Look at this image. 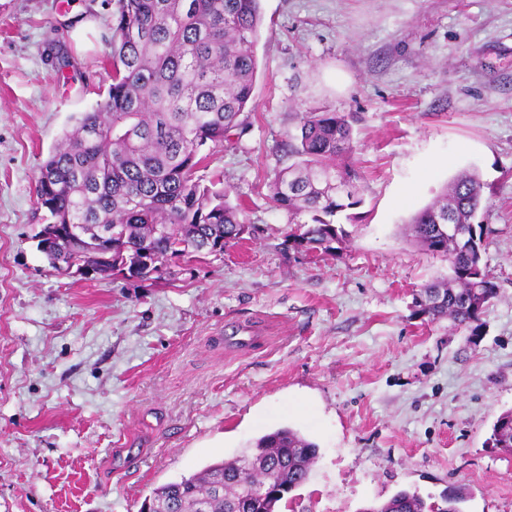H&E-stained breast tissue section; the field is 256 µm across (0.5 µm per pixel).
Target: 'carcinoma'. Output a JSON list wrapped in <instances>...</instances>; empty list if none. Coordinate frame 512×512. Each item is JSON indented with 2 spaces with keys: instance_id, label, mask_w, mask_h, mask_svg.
I'll use <instances>...</instances> for the list:
<instances>
[{
  "instance_id": "carcinoma-1",
  "label": "carcinoma",
  "mask_w": 512,
  "mask_h": 512,
  "mask_svg": "<svg viewBox=\"0 0 512 512\" xmlns=\"http://www.w3.org/2000/svg\"><path fill=\"white\" fill-rule=\"evenodd\" d=\"M261 24L260 0H116L106 97L74 117L36 186L45 223L112 229L88 251L102 275L131 278L143 251L167 265L221 253L240 239L241 206L229 203L221 180L206 185L197 173L207 159L203 150L224 144L247 121ZM290 153L296 161L276 175L272 196L296 225L288 242L298 251L334 253L347 236L338 217L362 203L348 116L301 113ZM482 201L478 174L464 173L411 220L415 241L448 259L450 270L446 281L420 290L418 314L431 322L449 318L471 336L498 295L483 261L484 226L475 223ZM473 223L478 233L467 248L444 229ZM177 242L187 250L175 252ZM490 441L512 452L511 410L494 422ZM317 457L314 443L279 428L258 438L250 453L157 488L153 512H277L308 480ZM462 500L455 494L428 506L400 491L369 512H461Z\"/></svg>"
}]
</instances>
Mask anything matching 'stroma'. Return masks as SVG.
<instances>
[{"label": "stroma", "mask_w": 512, "mask_h": 512, "mask_svg": "<svg viewBox=\"0 0 512 512\" xmlns=\"http://www.w3.org/2000/svg\"><path fill=\"white\" fill-rule=\"evenodd\" d=\"M256 108L214 148L248 234L146 281L62 276L36 178L112 81L114 0H0V512H141L153 490L282 426L319 447L279 512L452 489L512 512V0H261ZM70 65L60 68L61 57ZM349 115L361 206L338 252L289 250L270 184L302 112ZM484 183L499 293L479 336L416 316L447 276L410 219ZM489 440L495 448L512 452V411L502 413L494 422Z\"/></svg>", "instance_id": "35a3bbf8"}]
</instances>
